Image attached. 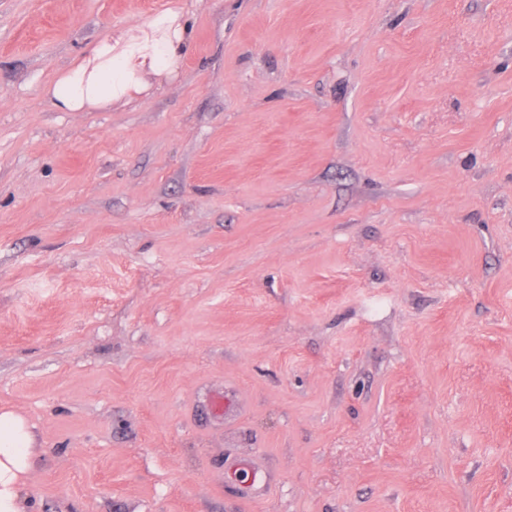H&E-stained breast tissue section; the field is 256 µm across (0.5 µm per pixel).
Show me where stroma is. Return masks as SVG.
Listing matches in <instances>:
<instances>
[{
  "label": "stroma",
  "mask_w": 512,
  "mask_h": 512,
  "mask_svg": "<svg viewBox=\"0 0 512 512\" xmlns=\"http://www.w3.org/2000/svg\"><path fill=\"white\" fill-rule=\"evenodd\" d=\"M3 406L30 512H512V0H0ZM178 19L166 12L149 30L124 29L104 36L87 57L73 61L47 87L52 105L60 112L107 108L144 89L147 76L172 74L185 41Z\"/></svg>",
  "instance_id": "35a3bbf8"
}]
</instances>
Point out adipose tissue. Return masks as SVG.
Listing matches in <instances>:
<instances>
[{
	"label": "adipose tissue",
	"mask_w": 512,
	"mask_h": 512,
	"mask_svg": "<svg viewBox=\"0 0 512 512\" xmlns=\"http://www.w3.org/2000/svg\"><path fill=\"white\" fill-rule=\"evenodd\" d=\"M184 41L185 29L173 12L157 16L149 29L107 34L87 57L59 73L46 93L62 112L110 107L144 89L147 76L172 74ZM37 446V436L23 416L0 410V512H27L19 487L32 468Z\"/></svg>",
	"instance_id": "adipose-tissue-1"
}]
</instances>
